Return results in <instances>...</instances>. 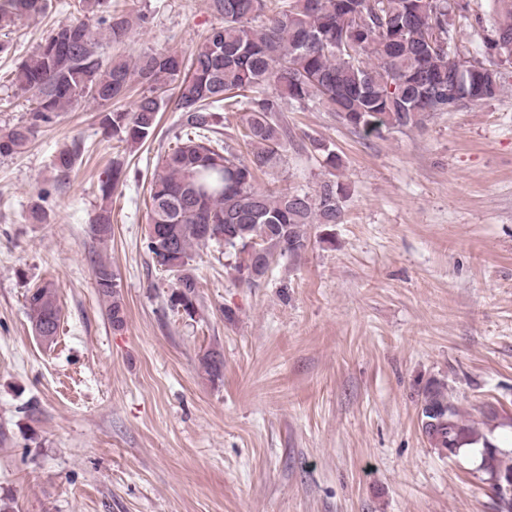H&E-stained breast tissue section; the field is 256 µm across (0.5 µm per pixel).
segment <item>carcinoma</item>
Segmentation results:
<instances>
[{
    "mask_svg": "<svg viewBox=\"0 0 512 512\" xmlns=\"http://www.w3.org/2000/svg\"><path fill=\"white\" fill-rule=\"evenodd\" d=\"M82 18L61 23L35 53L19 63L13 84L31 94L29 118L0 129V156L26 150L39 129L81 101L103 107L104 137L133 149L153 138L159 113L169 101L181 112L180 132L164 154L149 186L150 211L145 247L155 270L175 282L167 305L193 317L197 282L189 268L193 252L216 245L233 258L235 278L253 268L261 279L269 266H256L254 250L297 255L305 250L308 227L322 228V241L334 244L343 223L349 187L335 179L341 165L335 151L317 139L312 146L325 154L328 178L311 191L266 190L257 172L279 165L288 140L283 112L318 104L361 136L421 129L428 118L465 103L492 99L502 91L496 63L487 59L465 76L448 98V64L456 52L459 30L448 23L452 12H464L450 0H209L223 24L189 50L167 47L134 59L103 57L104 41L121 42L148 23L112 7V0H77ZM48 0H0V31L24 17L46 13ZM365 23L360 25L357 19ZM448 49L430 46L440 24ZM494 34L499 49L512 52V8L501 12ZM142 91L133 108L117 103L132 83ZM247 112L239 136L242 154L221 138L228 112ZM79 148H63L52 167L62 178L75 166ZM125 176L112 164L99 187L100 202L92 231L104 240L112 234V193ZM96 288L109 302L112 328L125 323L117 277L111 265L94 269ZM33 330L55 336L61 323L58 286L46 281L26 294ZM206 373L219 380L224 361L206 351L200 356ZM419 425L430 447L453 456L480 455L477 472L489 486L512 476V450L494 445L466 419L448 395L446 384H425Z\"/></svg>",
    "mask_w": 512,
    "mask_h": 512,
    "instance_id": "1",
    "label": "carcinoma"
}]
</instances>
